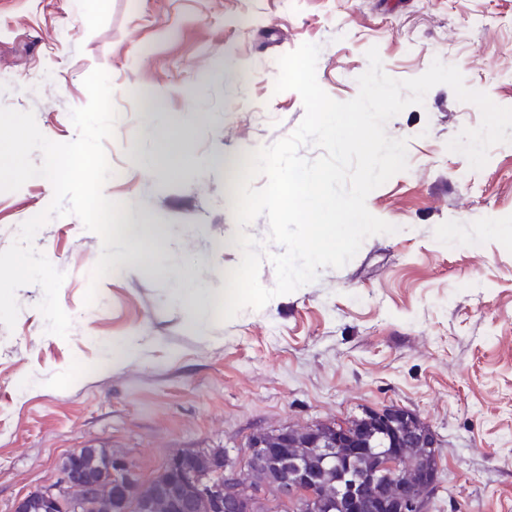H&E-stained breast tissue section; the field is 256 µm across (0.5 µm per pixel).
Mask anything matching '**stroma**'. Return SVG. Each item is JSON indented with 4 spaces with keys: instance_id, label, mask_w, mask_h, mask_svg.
<instances>
[{
    "instance_id": "35a3bbf8",
    "label": "stroma",
    "mask_w": 512,
    "mask_h": 512,
    "mask_svg": "<svg viewBox=\"0 0 512 512\" xmlns=\"http://www.w3.org/2000/svg\"><path fill=\"white\" fill-rule=\"evenodd\" d=\"M304 43L319 46L317 80L337 101L358 94L375 47L392 78L437 59L512 107V0H0V106L34 112L47 138L71 141L70 111L89 100L83 80L104 69L118 119L103 192L169 230L166 276L127 263L122 239L96 282L101 239L78 217L37 232L34 249L65 275L71 327L48 333L36 284L17 290L14 327L0 324V512L56 481L66 454L86 445L127 454L148 480L183 449H241L260 431L389 405L439 437L431 512H512V143L478 170L449 151L481 122L449 86L385 125L406 140L408 168L366 207L393 233L227 322L194 320L175 299L188 280L223 301L241 259L223 158L300 124V95L274 86L278 58ZM155 97L160 123L146 114ZM163 125L194 129L171 174L151 165ZM53 197L43 177L0 192V251ZM130 336L135 357L111 358Z\"/></svg>"
}]
</instances>
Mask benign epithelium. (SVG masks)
Returning a JSON list of instances; mask_svg holds the SVG:
<instances>
[{"mask_svg": "<svg viewBox=\"0 0 512 512\" xmlns=\"http://www.w3.org/2000/svg\"><path fill=\"white\" fill-rule=\"evenodd\" d=\"M379 442L372 448L346 424L284 427L253 434L230 450H181L142 481L125 454L109 453V475L97 471L96 448L72 450L59 478L20 497L11 512H261L276 502L301 512H428L438 488L425 450L435 431L415 413L387 406L369 413ZM355 455H373L370 475L327 478Z\"/></svg>", "mask_w": 512, "mask_h": 512, "instance_id": "7a95c632", "label": "benign epithelium"}]
</instances>
